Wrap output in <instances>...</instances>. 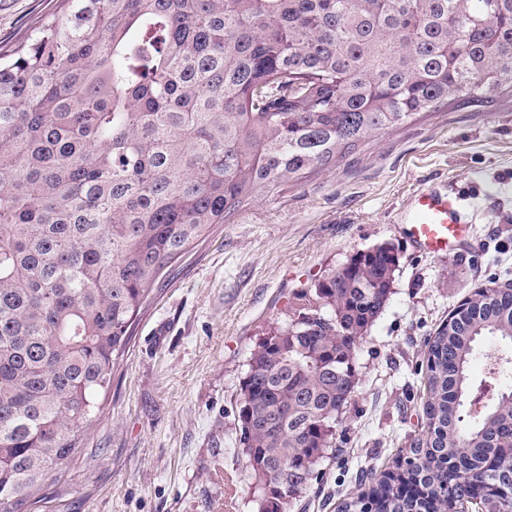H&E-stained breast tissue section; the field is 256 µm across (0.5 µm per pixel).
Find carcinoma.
<instances>
[{
	"mask_svg": "<svg viewBox=\"0 0 512 512\" xmlns=\"http://www.w3.org/2000/svg\"><path fill=\"white\" fill-rule=\"evenodd\" d=\"M512 95V0H60L0 46V512L64 477L164 271L254 201L382 131ZM394 248L359 250L259 339L237 426L258 512H287L357 387ZM512 343L485 285L427 343V430L340 512H455L512 475V390L462 421L467 368ZM485 512H512L491 492ZM468 481L474 486V490L471 492V495L463 498L457 504L456 510L458 512H480L482 511V505L484 501V495L487 492V489L478 488V485H481L479 479L475 478L470 472L465 473ZM477 510H472V509Z\"/></svg>",
	"mask_w": 512,
	"mask_h": 512,
	"instance_id": "cac0c4a2",
	"label": "carcinoma"
}]
</instances>
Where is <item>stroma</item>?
I'll return each mask as SVG.
<instances>
[{"mask_svg": "<svg viewBox=\"0 0 512 512\" xmlns=\"http://www.w3.org/2000/svg\"><path fill=\"white\" fill-rule=\"evenodd\" d=\"M58 0H0V44ZM464 200L465 247L416 252V193ZM383 242L399 258L390 299L359 345V384L322 460L288 512H337L370 469L424 431L426 342L487 281L512 283V96L453 107L372 138L335 170L215 225L161 280L117 361L98 422L67 479L37 512H256L237 406L259 338L294 296L353 252Z\"/></svg>", "mask_w": 512, "mask_h": 512, "instance_id": "35a3bbf8", "label": "stroma"}]
</instances>
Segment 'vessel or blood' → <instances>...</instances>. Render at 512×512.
<instances>
[{"mask_svg": "<svg viewBox=\"0 0 512 512\" xmlns=\"http://www.w3.org/2000/svg\"><path fill=\"white\" fill-rule=\"evenodd\" d=\"M410 231L423 253L449 255L464 242L467 233L460 201L437 190L417 193L412 201Z\"/></svg>", "mask_w": 512, "mask_h": 512, "instance_id": "obj_1", "label": "vessel or blood"}]
</instances>
